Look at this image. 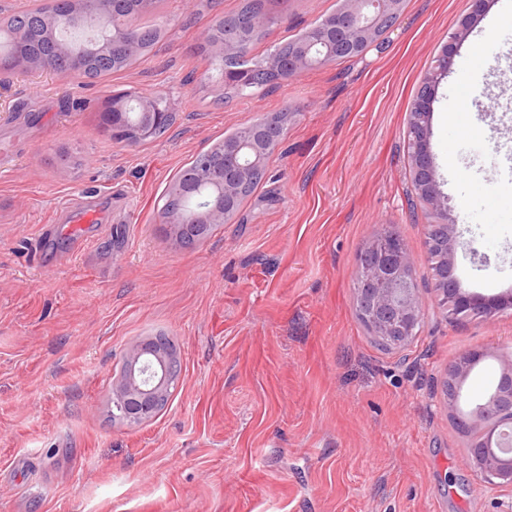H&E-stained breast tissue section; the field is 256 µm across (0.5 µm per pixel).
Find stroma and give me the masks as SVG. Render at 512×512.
I'll use <instances>...</instances> for the list:
<instances>
[{
    "mask_svg": "<svg viewBox=\"0 0 512 512\" xmlns=\"http://www.w3.org/2000/svg\"><path fill=\"white\" fill-rule=\"evenodd\" d=\"M241 3L161 0L164 38L92 84L0 80V512H512V489L485 487L468 463L442 393L449 365L472 351L482 358L463 398L495 386L512 309L449 319L408 150L409 112L468 0H405L363 58L222 101L192 49ZM341 3L278 0L251 57ZM480 38L470 79L454 69L435 88L430 147L474 248L454 274L491 296L512 292V0H491L459 55ZM128 91L166 97L164 135L113 139L103 111ZM285 109L265 180L181 247L159 217L175 176ZM388 225L421 298L402 349L379 345L353 306L359 254ZM160 332L180 357L178 385L142 424L113 420L129 350Z\"/></svg>",
    "mask_w": 512,
    "mask_h": 512,
    "instance_id": "stroma-1",
    "label": "stroma"
}]
</instances>
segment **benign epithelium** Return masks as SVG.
Returning a JSON list of instances; mask_svg holds the SVG:
<instances>
[{"instance_id":"7a95c632","label":"benign epithelium","mask_w":512,"mask_h":512,"mask_svg":"<svg viewBox=\"0 0 512 512\" xmlns=\"http://www.w3.org/2000/svg\"><path fill=\"white\" fill-rule=\"evenodd\" d=\"M490 0H470V12L461 20L456 32L448 36L428 70L424 89L409 113L408 129L413 136L414 153L412 171L415 189L426 205L432 223L441 229L437 251L445 262L443 270L435 274L434 288L442 294L448 316L454 320L468 317L491 318L511 307V301L496 297L468 295L453 278L458 252L466 249L458 225L448 218L447 198L441 192L430 150L431 94L451 67L457 47L468 25L484 13ZM116 0H108L104 11L86 10L72 13L66 9L53 16L41 18L51 39L58 59L74 61L88 53H106L113 43L114 34H127L134 30V23L115 10ZM403 0H343L342 8L325 23L309 32L294 56L288 69L298 74L308 68L322 67L332 61L336 51L349 47L355 56L362 55L378 40L376 31L383 24L394 27L400 20ZM201 37L209 43L211 60L221 71L222 84L215 89L222 91L227 83H246L245 74L224 72L223 61L227 54H246L250 44L244 30L238 29L218 36L207 27ZM13 68L25 72L56 73L69 80H82V71L72 68L57 71L54 64L13 59ZM136 100V133L140 140L151 138L155 129L169 115L167 103L156 94H140ZM271 142L250 137L230 147H219L217 155L198 157L197 177L207 187L208 200L197 209L185 212L161 207L164 224L181 234L183 228L196 224L207 230L222 224L230 216L229 205L236 197L240 185L253 177L262 155ZM366 305L376 320L374 337L383 346L401 349L413 341L421 322V300L414 286L413 260L408 248L395 234L389 237L385 249L375 254L370 265ZM141 350L134 348L126 360V375L118 384L115 396L123 400L118 408L128 425H137L150 417L153 395L157 390L171 386L167 364L149 362L140 358ZM483 357L481 353L462 355L450 368L446 380L455 393L448 398V406L457 421L463 423L462 432L469 438L467 460L483 481L494 487H512V361L503 363L496 388L485 400L469 409L460 407L461 386L472 366Z\"/></svg>"}]
</instances>
